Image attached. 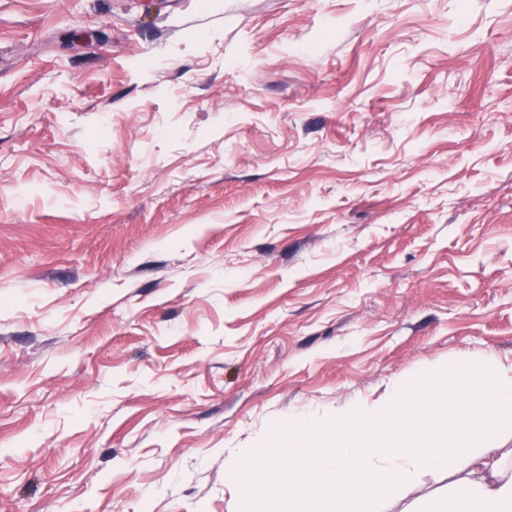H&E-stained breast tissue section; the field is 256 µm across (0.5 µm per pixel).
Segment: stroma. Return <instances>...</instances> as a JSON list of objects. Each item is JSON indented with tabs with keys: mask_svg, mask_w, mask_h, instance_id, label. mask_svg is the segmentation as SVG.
Segmentation results:
<instances>
[{
	"mask_svg": "<svg viewBox=\"0 0 512 512\" xmlns=\"http://www.w3.org/2000/svg\"><path fill=\"white\" fill-rule=\"evenodd\" d=\"M485 354L512 0H0V512H235L229 455Z\"/></svg>",
	"mask_w": 512,
	"mask_h": 512,
	"instance_id": "1",
	"label": "stroma"
}]
</instances>
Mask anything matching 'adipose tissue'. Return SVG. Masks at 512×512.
I'll return each mask as SVG.
<instances>
[{
  "label": "adipose tissue",
  "instance_id": "ef3b65f1",
  "mask_svg": "<svg viewBox=\"0 0 512 512\" xmlns=\"http://www.w3.org/2000/svg\"><path fill=\"white\" fill-rule=\"evenodd\" d=\"M504 425L512 426V366L483 356L382 400L301 417L284 448L226 465L240 485L239 512H386L421 474H450L466 461L480 463L479 479L459 481L438 512H512V467L492 445Z\"/></svg>",
  "mask_w": 512,
  "mask_h": 512
}]
</instances>
